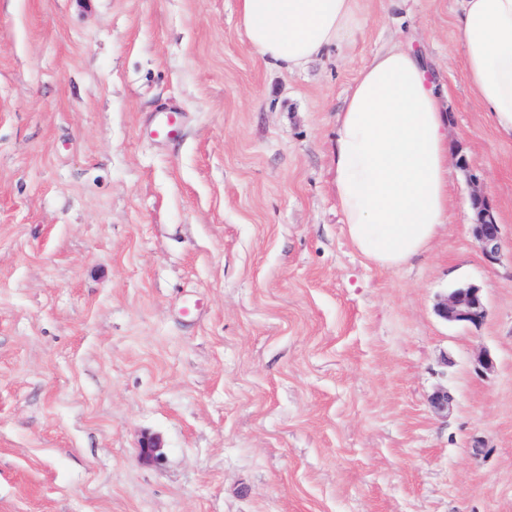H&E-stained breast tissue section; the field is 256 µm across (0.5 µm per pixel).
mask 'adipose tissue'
<instances>
[{
  "label": "adipose tissue",
  "mask_w": 512,
  "mask_h": 512,
  "mask_svg": "<svg viewBox=\"0 0 512 512\" xmlns=\"http://www.w3.org/2000/svg\"><path fill=\"white\" fill-rule=\"evenodd\" d=\"M247 43L291 73L356 25L355 0H237ZM467 79L496 131L512 139V0H459ZM333 183L352 247L397 267L448 220V127L439 78L412 48L392 44L360 71L336 116Z\"/></svg>",
  "instance_id": "1"
}]
</instances>
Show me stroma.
<instances>
[{"instance_id":"stroma-1","label":"stroma","mask_w":512,"mask_h":512,"mask_svg":"<svg viewBox=\"0 0 512 512\" xmlns=\"http://www.w3.org/2000/svg\"><path fill=\"white\" fill-rule=\"evenodd\" d=\"M356 5L290 73L237 0H0V512H512V141L469 86L456 0ZM396 41L445 88L448 222L382 269L330 166ZM170 106L179 138H148ZM462 285L481 325L437 312ZM471 201L476 214L473 236L485 260L495 264L499 261L502 252L501 226L481 194H473Z\"/></svg>"}]
</instances>
